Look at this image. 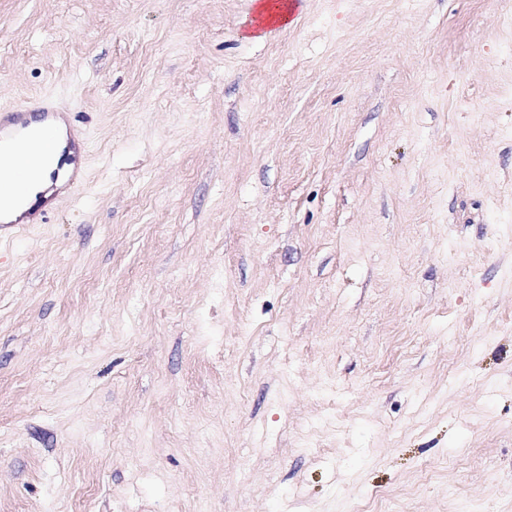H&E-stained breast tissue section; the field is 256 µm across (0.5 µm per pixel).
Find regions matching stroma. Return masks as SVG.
I'll use <instances>...</instances> for the list:
<instances>
[{"instance_id": "stroma-1", "label": "stroma", "mask_w": 512, "mask_h": 512, "mask_svg": "<svg viewBox=\"0 0 512 512\" xmlns=\"http://www.w3.org/2000/svg\"><path fill=\"white\" fill-rule=\"evenodd\" d=\"M0 0L82 186L0 230V512H512L505 0ZM253 6L256 10L257 18L259 19V25L255 29V33L260 35L263 30V22L274 21L276 19H288V14L291 11L292 4L288 1L279 2L275 9L278 10V13H274L272 11L271 5L266 0H253Z\"/></svg>"}]
</instances>
